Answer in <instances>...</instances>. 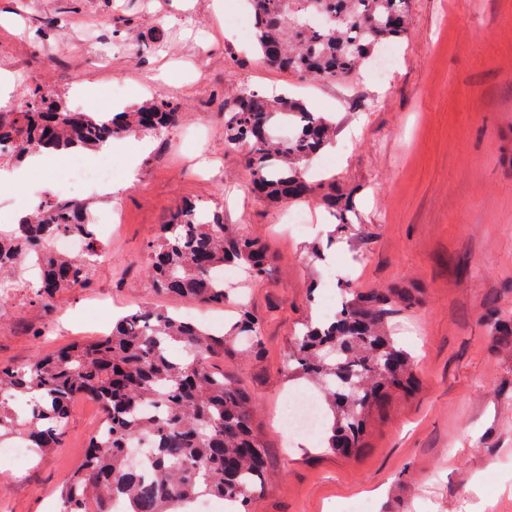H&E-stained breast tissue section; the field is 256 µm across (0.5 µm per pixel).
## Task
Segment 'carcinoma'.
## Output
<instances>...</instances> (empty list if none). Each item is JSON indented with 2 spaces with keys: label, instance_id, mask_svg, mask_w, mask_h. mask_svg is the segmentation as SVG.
Returning a JSON list of instances; mask_svg holds the SVG:
<instances>
[{
  "label": "carcinoma",
  "instance_id": "1",
  "mask_svg": "<svg viewBox=\"0 0 512 512\" xmlns=\"http://www.w3.org/2000/svg\"><path fill=\"white\" fill-rule=\"evenodd\" d=\"M410 0H251L254 39L270 66L312 80L347 79L380 47L400 39ZM177 107L158 98L131 112L94 116L69 112L39 97L19 112H0V156L22 157L32 149H97L118 136L160 134L179 121ZM286 125L292 135L273 137ZM333 133L319 112L286 96L244 88L224 112L225 145L246 149L252 191L266 203L322 192L341 224L349 201L333 184H313L303 169ZM84 205L46 204L43 217L30 215L0 236V273L15 271L30 253L41 262L33 291L37 300L90 283L97 256L94 225L82 219ZM73 234L86 253L63 258L49 249L54 238ZM150 276L168 294L222 306L228 294L216 272L241 266L263 280L269 271L267 244L224 232L223 216L182 207L161 226L150 246ZM420 303L405 288L344 291L336 317L310 322L288 345V377L315 386L325 415L323 448L344 456L365 447L364 419L384 409L394 391L412 393L413 357L389 335L395 317ZM483 321L496 342L512 346V316L487 309ZM263 344L259 321L242 309L228 333L214 331L159 308L128 311L112 332L73 343L25 366L0 365V441L23 430L34 452L62 447L74 400L99 405L106 434L95 435L78 467L61 481V512H178L205 494L231 500L239 512L265 484L267 456L253 426L254 401L243 387L224 380L208 361L224 355L227 338ZM28 398L26 414L13 407ZM151 441L145 468L127 458L137 435Z\"/></svg>",
  "mask_w": 512,
  "mask_h": 512
}]
</instances>
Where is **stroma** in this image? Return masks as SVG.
<instances>
[{
    "label": "stroma",
    "instance_id": "stroma-1",
    "mask_svg": "<svg viewBox=\"0 0 512 512\" xmlns=\"http://www.w3.org/2000/svg\"><path fill=\"white\" fill-rule=\"evenodd\" d=\"M247 0H0V57L16 82L12 111L33 93L72 112L130 111L158 95L182 117L164 138L147 136L137 182L85 194L89 213L120 207L123 223L100 241L104 259L90 286L34 302L0 304V363L22 366L75 342L108 335L139 305L183 312L197 303L159 294L148 278V244L166 215L190 200L223 209L229 232L262 238L272 263L263 282L229 289L211 314L233 319L247 300L263 327L252 352L230 346L212 367L249 389L267 454L264 492L251 512H512V351L493 341L489 306L512 312V0H411L408 34L388 76L363 66L345 81L313 82L232 49L222 23ZM209 30L208 87L197 83L194 21ZM119 40L114 62L91 63L81 38L92 26ZM124 95L114 98L113 85ZM286 93L330 117L333 165L311 173L350 194L336 227L321 195L279 207L250 190L243 149L224 144L218 101L242 88ZM67 198L63 172L0 189V211ZM305 212L301 231L284 212ZM350 288H407L422 304L391 332L416 357L415 394L395 395L372 416L368 446L350 459L321 440H291L281 408L298 391L284 369L289 340L320 314L327 269ZM101 411L76 400L62 448L26 468L0 467V512H52L58 486L93 435Z\"/></svg>",
    "mask_w": 512,
    "mask_h": 512
}]
</instances>
